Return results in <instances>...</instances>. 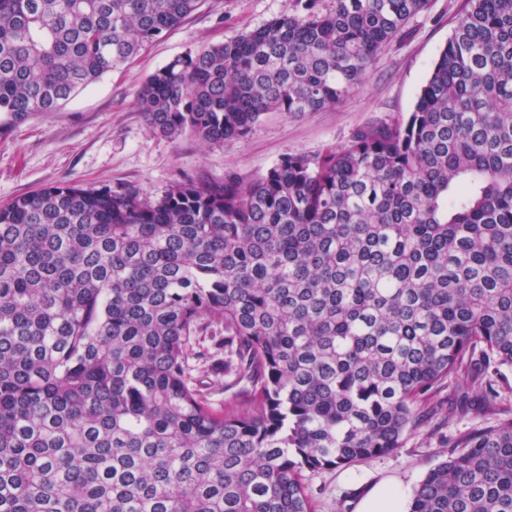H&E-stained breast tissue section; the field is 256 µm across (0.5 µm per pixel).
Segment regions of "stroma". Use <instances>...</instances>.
I'll return each mask as SVG.
<instances>
[{
  "label": "stroma",
  "instance_id": "obj_1",
  "mask_svg": "<svg viewBox=\"0 0 512 512\" xmlns=\"http://www.w3.org/2000/svg\"><path fill=\"white\" fill-rule=\"evenodd\" d=\"M464 0H429L405 33L373 59L362 85L319 112H268L245 136L202 144L155 136L137 91L176 56L224 42L288 12L300 0H203L138 56L76 93L57 111L38 112L0 134V205L46 185H133L151 196L176 182H220L226 174H264L286 154H313L345 144L378 119L412 112L419 91L463 10ZM498 395L481 400L486 385ZM417 428L402 448L340 468L305 471L314 512H355L368 485L397 480L414 488L445 460L457 439L512 418V369L487 367L478 381L442 380L418 405Z\"/></svg>",
  "mask_w": 512,
  "mask_h": 512
}]
</instances>
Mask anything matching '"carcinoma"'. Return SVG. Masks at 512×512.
I'll use <instances>...</instances> for the list:
<instances>
[{
    "label": "carcinoma",
    "instance_id": "1",
    "mask_svg": "<svg viewBox=\"0 0 512 512\" xmlns=\"http://www.w3.org/2000/svg\"><path fill=\"white\" fill-rule=\"evenodd\" d=\"M202 0H0V130ZM428 0H307L171 60L153 134H248L357 89ZM250 398L211 400L206 336ZM512 368V0H465L408 116L266 173L43 187L0 206V512H314L306 470L401 447L442 379ZM409 512H512V419Z\"/></svg>",
    "mask_w": 512,
    "mask_h": 512
}]
</instances>
